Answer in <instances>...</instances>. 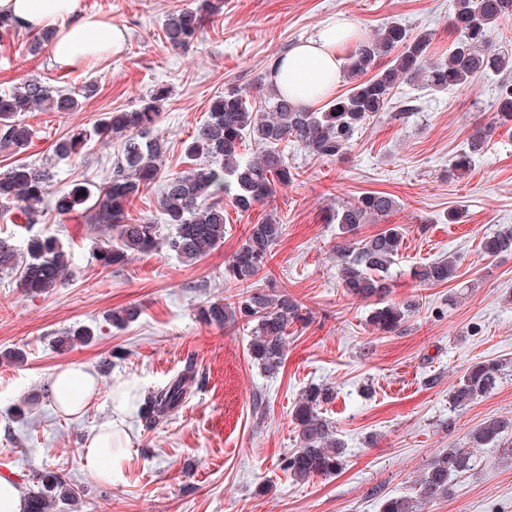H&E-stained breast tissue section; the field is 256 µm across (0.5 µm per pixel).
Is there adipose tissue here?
Returning a JSON list of instances; mask_svg holds the SVG:
<instances>
[{
    "label": "adipose tissue",
    "instance_id": "obj_1",
    "mask_svg": "<svg viewBox=\"0 0 512 512\" xmlns=\"http://www.w3.org/2000/svg\"><path fill=\"white\" fill-rule=\"evenodd\" d=\"M78 0H0V15L15 18L37 32L52 27L53 58L61 65H73L85 57L120 53L126 42L121 28L111 21L77 12ZM355 21L348 17L321 25L312 37L294 44L279 56L270 71V81L297 106L310 108L332 96L340 83L342 65L354 44ZM93 371L81 364H69L52 375L51 393L57 408L67 416L85 411L98 394ZM133 383L119 384L112 392L109 420L90 437L84 455L85 465L104 479H111L121 461L124 423L136 408Z\"/></svg>",
    "mask_w": 512,
    "mask_h": 512
}]
</instances>
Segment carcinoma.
<instances>
[{
    "label": "carcinoma",
    "instance_id": "obj_1",
    "mask_svg": "<svg viewBox=\"0 0 512 512\" xmlns=\"http://www.w3.org/2000/svg\"><path fill=\"white\" fill-rule=\"evenodd\" d=\"M224 8V0H204L197 7H182L166 15L162 25L166 44L174 49L193 42L211 17ZM512 19V0H454L450 28L455 38L448 58L429 61L432 34L412 33L398 21H390L376 33L357 41L346 56L344 76L351 87L312 110L295 106L288 96L269 88L258 106L242 88L231 86L212 99L207 117L184 145L189 167L178 174L163 173L166 141L155 134L161 102L169 90L159 87L138 107L108 113L92 129H81L57 141L54 155L69 159L94 137L121 140L112 160V176L101 185L74 183L53 188L47 167L18 163L0 172V212L20 211L29 223L44 213L47 199L54 200L60 215L83 210L91 224L105 227L111 240L97 246L99 264L108 268L149 253L163 245L185 262H196L224 240V199L247 212L273 195L276 186L299 177L288 162L282 144L304 148L314 156L334 161L350 146L355 134L370 119L387 111L401 84L431 91L467 85L477 77H495L496 114L512 122V55H502L493 45V34ZM53 33L40 31L28 42L37 55L52 42ZM79 107L78 93L54 87L32 76L9 92L0 93V146L18 152L28 146L33 130L16 120L20 112H72ZM486 131L478 129L456 156L454 169L467 172L473 157L485 143ZM258 146V154H243L246 142ZM160 187V220L132 223L127 218L131 201L143 191ZM399 209L395 198L384 192L366 193L344 201L329 213L328 223L338 225L334 250L341 259L337 278L345 296L372 305L369 323L387 337L399 332L415 311V302L396 304L386 300L391 283L388 271L399 256L406 228L392 224L368 238L355 239L362 224L379 222ZM283 225L272 217L249 228L245 241L224 264V280L239 286L231 302H212L201 310L207 323L244 321L253 325L251 358L267 375L283 367L288 331L303 321L302 306L282 290L260 289L257 277L264 271L271 248L280 239ZM512 251V227H505L481 241L482 253L491 258ZM19 273L20 285L32 294H45L71 272L69 252L54 237L33 234L26 252L0 238V272ZM457 276V261L440 258L417 267L414 277L425 284L446 283ZM95 335L90 325L69 329L55 340L60 348L88 343ZM503 364L478 361L453 385L449 406L463 408L491 393ZM200 384L199 371L189 360L164 386L149 391L139 404V417L147 427L169 420ZM336 397L334 387L314 384L295 404L292 420L300 446L282 459L285 471L297 480L329 476L344 466V443L336 438L321 409ZM512 433V417H489L468 435V447L446 448L434 456L416 481L415 495L382 499L381 512H419L426 505L450 496L453 481L474 469V450L498 448ZM28 512H54L60 502L78 501V492L52 471L27 475Z\"/></svg>",
    "mask_w": 512,
    "mask_h": 512
}]
</instances>
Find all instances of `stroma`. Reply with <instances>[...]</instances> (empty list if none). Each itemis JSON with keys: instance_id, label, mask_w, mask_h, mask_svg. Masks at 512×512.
Segmentation results:
<instances>
[{"instance_id": "35a3bbf8", "label": "stroma", "mask_w": 512, "mask_h": 512, "mask_svg": "<svg viewBox=\"0 0 512 512\" xmlns=\"http://www.w3.org/2000/svg\"><path fill=\"white\" fill-rule=\"evenodd\" d=\"M197 2L79 0V12L110 19L127 42L120 54L72 66L55 63L47 51L30 55L26 35L0 39L1 92L34 74L56 87H95L76 111L20 113L32 141L18 153L0 148V171L48 161L54 186L106 182L119 140H91L81 157L60 161L55 142L108 112L137 107L147 91L163 86L169 95L156 127L169 146L163 169L181 172L184 144L214 96L233 84L259 100L272 62L340 15L356 20L363 38L398 20L432 33L434 58L448 54L452 0H224L198 39L170 49L161 30L166 14ZM397 95L415 99L418 111L371 120L343 159L289 147L297 181L250 212L226 206L223 243L193 264L160 248L104 269L94 247L108 233L82 212H47L30 230L20 212L1 215L0 236L16 246L32 231L60 237L73 274L52 292L32 295L16 275L0 273V476L14 482L33 469L62 474L80 498L59 512H379L381 496L411 493L439 449L463 446L485 418L512 416V253L489 258L480 250L483 236L512 225V124L497 125L488 78L440 92L404 84ZM481 125L493 128L488 144L468 172L456 174L455 156ZM369 191L398 201L390 221L407 230L389 299L417 304L401 331L385 338L368 323L369 306L344 296L336 227L326 221L329 207ZM271 215L284 231L263 275L300 302L306 320L291 329L280 372L268 376L250 358V327L209 324L199 310L235 293L224 263L250 225ZM448 256L457 260V278L439 285L413 278L415 267ZM127 307L138 309L134 321L118 328L107 320L108 312ZM78 322L94 326L91 342L59 350L56 337ZM116 348L124 358H113ZM17 351L22 360H9ZM189 359L202 376L194 395L156 428L131 416L130 442L104 483L85 466L84 446L110 416L113 385L128 380L146 393ZM482 360L504 363L497 388L451 409V387ZM69 363L90 367L99 383L97 398L78 417L58 412L51 394L52 373ZM321 383L336 390L322 412L345 445V464L337 475L297 481L282 468L298 446L292 409L307 387ZM425 512H512V436L480 452L450 497Z\"/></svg>"}]
</instances>
